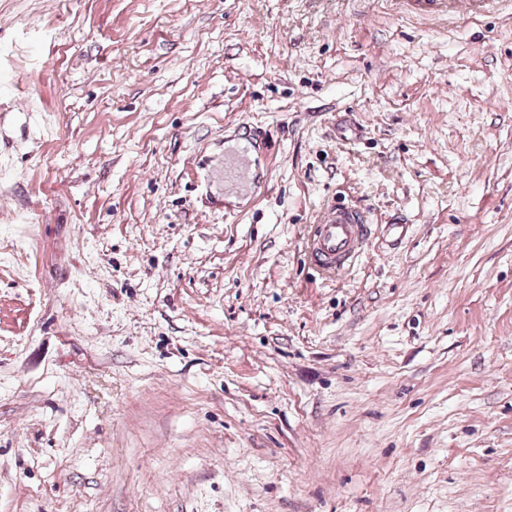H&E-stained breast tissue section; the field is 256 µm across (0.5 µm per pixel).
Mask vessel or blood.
<instances>
[{
  "instance_id": "b4317fda",
  "label": "vessel or blood",
  "mask_w": 512,
  "mask_h": 512,
  "mask_svg": "<svg viewBox=\"0 0 512 512\" xmlns=\"http://www.w3.org/2000/svg\"><path fill=\"white\" fill-rule=\"evenodd\" d=\"M491 0H411L421 11H476ZM366 212L339 203L323 208L317 215L308 243L310 263L323 277L332 278L350 266L370 236Z\"/></svg>"
}]
</instances>
